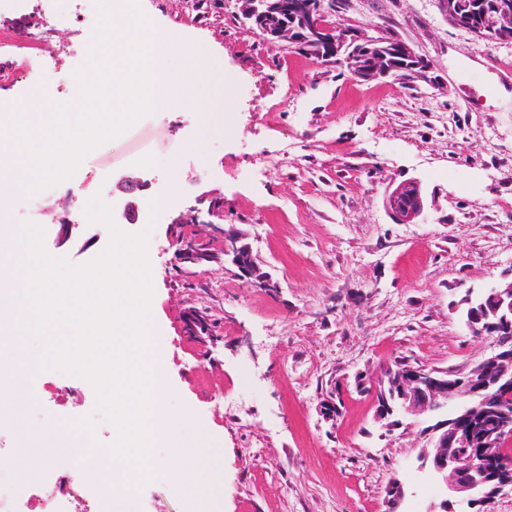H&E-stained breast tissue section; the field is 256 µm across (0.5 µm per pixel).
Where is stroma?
Listing matches in <instances>:
<instances>
[{
    "label": "stroma",
    "instance_id": "35a3bbf8",
    "mask_svg": "<svg viewBox=\"0 0 512 512\" xmlns=\"http://www.w3.org/2000/svg\"><path fill=\"white\" fill-rule=\"evenodd\" d=\"M63 19L57 46L96 36L99 11ZM152 26L206 46L224 83L226 129L195 148L194 113L148 118L155 152L173 155L177 173L125 152L112 168L100 150L67 180L19 195L9 217L43 229L53 256L81 265L105 249L104 225L80 219L89 195L108 198L124 224L119 180L136 173L137 223L149 231L151 320L168 369L172 411L220 450L213 512H383L391 477L407 487L404 512H426L442 490L418 472V428L381 429L373 377L395 358L429 368L464 369L489 355L462 313L468 291L512 280V43L489 42L449 24L438 0H342L332 22L398 37L432 64L431 82H363L332 63L267 42L243 22L237 0H139ZM19 0H0V40L15 65L31 48ZM419 180L426 220L398 224L385 199ZM165 199L150 211L145 202ZM73 228L58 244L56 218ZM244 233L271 286L239 278L224 261V229ZM209 261L183 262L186 243ZM207 314L209 334L191 333L186 314ZM80 395L54 406L43 381ZM340 393V414L320 403ZM97 397L82 378L40 372L29 387L28 431L65 428L73 416L98 420Z\"/></svg>",
    "mask_w": 512,
    "mask_h": 512
}]
</instances>
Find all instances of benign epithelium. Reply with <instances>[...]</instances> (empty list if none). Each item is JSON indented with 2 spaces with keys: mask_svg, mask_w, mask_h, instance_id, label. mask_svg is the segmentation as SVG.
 I'll use <instances>...</instances> for the list:
<instances>
[{
  "mask_svg": "<svg viewBox=\"0 0 512 512\" xmlns=\"http://www.w3.org/2000/svg\"><path fill=\"white\" fill-rule=\"evenodd\" d=\"M243 20L258 27L261 35L273 43H293L321 62L348 67L369 81L395 77L391 63L403 60L412 68L430 73L431 63L405 42L385 35H369L339 25L324 23L332 0H298L288 7L285 0H238ZM448 21L490 42H512V0H491V9L471 24L465 15L463 0H441ZM144 182L125 177L118 190L126 196L123 218L129 224L138 220V193ZM386 207L397 224H417L426 212V197L417 180L403 182L389 191ZM224 257L245 278L256 277L270 284L255 263L252 248L235 233L224 232ZM468 327L476 336H494V332L512 328V281L498 284L476 296L467 294ZM483 364L498 374L494 380L479 379L474 371L411 366L403 372L398 393H386L374 386L376 420L388 431L403 424L407 416L425 415L428 425L420 430L424 445L418 450V469L446 487L447 496L430 506L427 512H457L453 504L467 505L469 512L485 506L505 489H512V457L500 451L504 436L512 434V421L493 426L475 448L474 434L461 423L448 420L449 409L469 397L477 404L499 406L512 394V341L495 336V351ZM405 498L403 482L392 477L386 489L385 512H399Z\"/></svg>",
  "mask_w": 512,
  "mask_h": 512,
  "instance_id": "obj_1",
  "label": "benign epithelium"
}]
</instances>
